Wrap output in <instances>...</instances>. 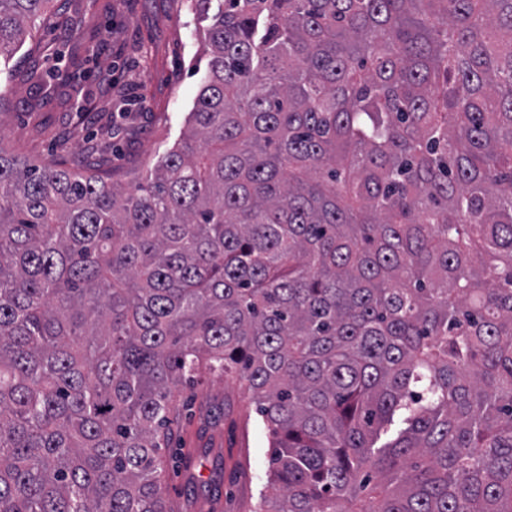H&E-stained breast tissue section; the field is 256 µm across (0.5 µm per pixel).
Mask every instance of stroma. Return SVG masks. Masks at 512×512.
Returning <instances> with one entry per match:
<instances>
[{"instance_id": "1", "label": "stroma", "mask_w": 512, "mask_h": 512, "mask_svg": "<svg viewBox=\"0 0 512 512\" xmlns=\"http://www.w3.org/2000/svg\"><path fill=\"white\" fill-rule=\"evenodd\" d=\"M55 12L0 59V142L22 158L111 172L132 190L192 125L208 57L209 17L190 0H57ZM94 60L78 85L48 81L56 49ZM165 496L173 512H252L267 481V430L244 385H178Z\"/></svg>"}]
</instances>
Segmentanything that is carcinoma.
I'll use <instances>...</instances> for the list:
<instances>
[{"instance_id":"1","label":"carcinoma","mask_w":512,"mask_h":512,"mask_svg":"<svg viewBox=\"0 0 512 512\" xmlns=\"http://www.w3.org/2000/svg\"><path fill=\"white\" fill-rule=\"evenodd\" d=\"M191 2L193 127L132 191L0 146V512H169L173 388L229 374L253 512H512V0Z\"/></svg>"}]
</instances>
